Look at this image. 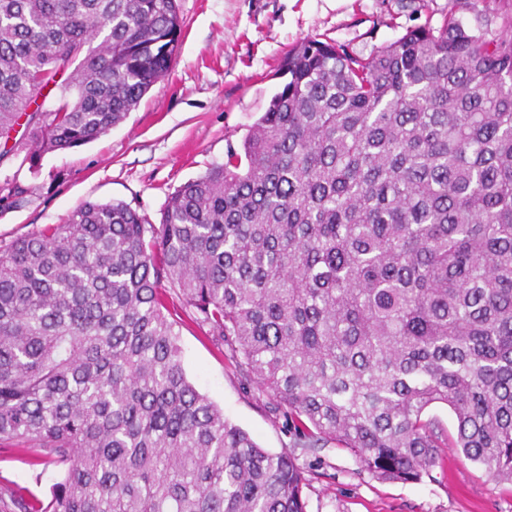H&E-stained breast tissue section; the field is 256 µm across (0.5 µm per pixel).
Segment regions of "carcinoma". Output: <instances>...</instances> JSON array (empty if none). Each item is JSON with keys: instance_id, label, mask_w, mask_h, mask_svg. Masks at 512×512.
Returning <instances> with one entry per match:
<instances>
[{"instance_id": "obj_1", "label": "carcinoma", "mask_w": 512, "mask_h": 512, "mask_svg": "<svg viewBox=\"0 0 512 512\" xmlns=\"http://www.w3.org/2000/svg\"><path fill=\"white\" fill-rule=\"evenodd\" d=\"M368 58L307 38L223 164L159 224L86 202L0 247V454L59 478L0 512H307L306 473L187 379L168 301L316 448L420 482L448 447L512 483V15ZM177 0H0V137L89 143L164 78ZM57 91L51 108L38 103Z\"/></svg>"}]
</instances>
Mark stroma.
<instances>
[{
    "label": "stroma",
    "mask_w": 512,
    "mask_h": 512,
    "mask_svg": "<svg viewBox=\"0 0 512 512\" xmlns=\"http://www.w3.org/2000/svg\"><path fill=\"white\" fill-rule=\"evenodd\" d=\"M183 40L169 73L123 122L72 150L36 161L20 146L23 128L0 140V245L63 223L86 202H121L159 223L171 193L224 163L284 80V55L313 36L366 58L408 30L447 19L498 38L512 0H178ZM189 382L262 448L292 451L308 472L307 512H512V484L488 477L455 449L418 483L371 477L336 442L303 448L270 393L243 383L224 346L194 324L180 329ZM58 475L31 466L25 451L0 457V482L46 496Z\"/></svg>",
    "instance_id": "1"
}]
</instances>
